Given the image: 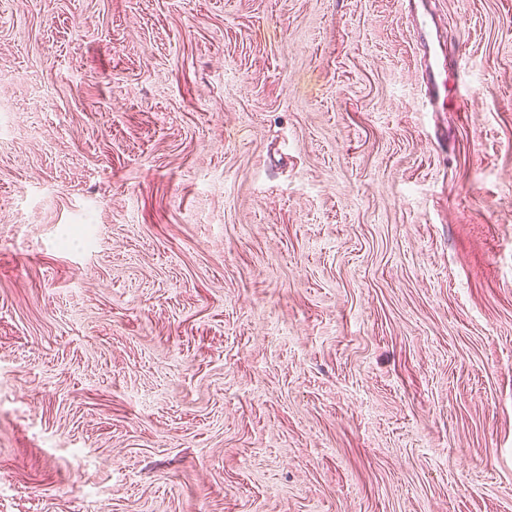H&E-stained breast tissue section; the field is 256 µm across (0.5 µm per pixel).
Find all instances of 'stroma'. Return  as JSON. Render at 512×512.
<instances>
[{"mask_svg": "<svg viewBox=\"0 0 512 512\" xmlns=\"http://www.w3.org/2000/svg\"><path fill=\"white\" fill-rule=\"evenodd\" d=\"M0 0V512H512V0ZM415 3L414 23L421 45L425 48L423 69L424 96L429 102L439 103L442 89H445L443 73L445 65L435 46L431 42V32L428 30V13L425 10V1L417 0Z\"/></svg>", "mask_w": 512, "mask_h": 512, "instance_id": "stroma-1", "label": "stroma"}]
</instances>
